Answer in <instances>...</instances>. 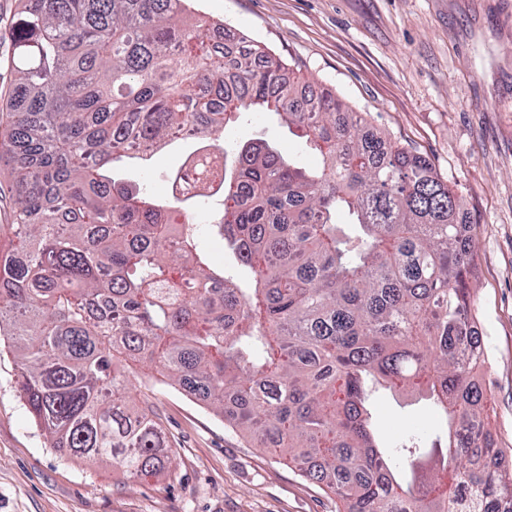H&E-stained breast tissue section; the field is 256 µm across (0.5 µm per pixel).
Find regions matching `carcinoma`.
Returning <instances> with one entry per match:
<instances>
[{
  "instance_id": "1",
  "label": "carcinoma",
  "mask_w": 512,
  "mask_h": 512,
  "mask_svg": "<svg viewBox=\"0 0 512 512\" xmlns=\"http://www.w3.org/2000/svg\"><path fill=\"white\" fill-rule=\"evenodd\" d=\"M190 0H19L11 120L0 132L13 218L0 224V335L51 447L131 476L163 463L160 425L118 364L153 367L244 438L330 491L336 512H512L487 429L488 351L461 205L430 162L296 76ZM268 112L321 157L227 144L230 116ZM193 136L197 196L159 199L115 163ZM216 228L245 288L199 236ZM449 415L445 446L377 445L376 386Z\"/></svg>"
}]
</instances>
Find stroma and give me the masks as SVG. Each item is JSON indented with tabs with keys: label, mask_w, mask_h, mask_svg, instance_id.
<instances>
[{
	"label": "stroma",
	"mask_w": 512,
	"mask_h": 512,
	"mask_svg": "<svg viewBox=\"0 0 512 512\" xmlns=\"http://www.w3.org/2000/svg\"><path fill=\"white\" fill-rule=\"evenodd\" d=\"M193 14L243 32L412 153L460 197L475 245L469 286L488 346L482 383L489 427L512 448V0H192ZM229 140H268L308 168L319 156L276 117L246 112ZM195 148L178 143L121 175L167 198L171 173ZM18 360L0 349V512H335L298 467L235 432L223 417L146 366L134 397L162 427L169 464L131 477L104 460L63 457L29 420ZM380 440L445 434L443 414L419 395L379 390L368 405Z\"/></svg>",
	"instance_id": "1"
}]
</instances>
